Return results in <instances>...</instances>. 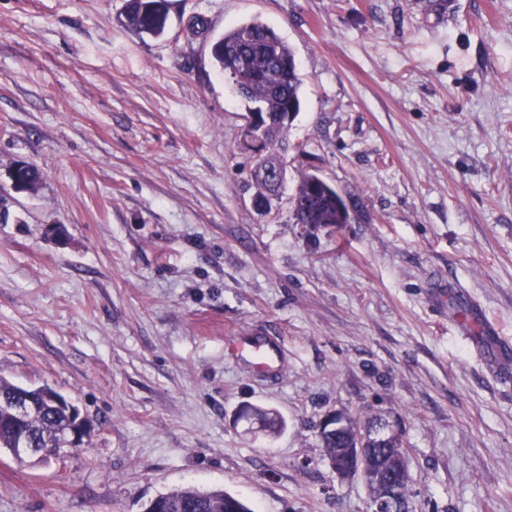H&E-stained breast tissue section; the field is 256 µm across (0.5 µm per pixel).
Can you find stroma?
<instances>
[{"instance_id": "1", "label": "stroma", "mask_w": 512, "mask_h": 512, "mask_svg": "<svg viewBox=\"0 0 512 512\" xmlns=\"http://www.w3.org/2000/svg\"><path fill=\"white\" fill-rule=\"evenodd\" d=\"M0 0V376L95 427L39 464L0 449V512H143L184 485L254 512H367L316 426L386 411L420 512H512V0ZM258 20L301 110L272 215L251 205L248 113L210 45ZM42 173L12 187L16 161ZM350 223L293 220L304 174ZM279 345L271 373L232 349ZM277 411L275 438L238 410ZM124 19L138 34L160 38L168 28V0H126Z\"/></svg>"}]
</instances>
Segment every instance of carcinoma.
Listing matches in <instances>:
<instances>
[{
  "label": "carcinoma",
  "instance_id": "carcinoma-1",
  "mask_svg": "<svg viewBox=\"0 0 512 512\" xmlns=\"http://www.w3.org/2000/svg\"><path fill=\"white\" fill-rule=\"evenodd\" d=\"M124 19L126 26L140 35L160 38L165 35L169 21L168 0H126ZM214 66L235 84L239 95L248 103V111L261 112L260 124L247 133L257 134L267 148L263 169L251 170L255 188L254 197L273 206L279 189L270 174L282 164L283 153L288 150L284 132L301 108V80L294 55L288 44L267 24L252 21L238 25L210 41ZM293 205V219L314 230L345 223L338 204L339 192L334 186L315 174L304 175L298 185ZM56 393L44 384L31 391L36 407L27 420L13 422V410L0 401V448H20L32 444L38 448L40 459L59 457L66 452L62 438L70 427L65 411L47 402L44 391ZM254 420L267 437L278 435L285 426L283 418L273 410L252 407ZM334 429L317 428L324 455L336 457L345 448L355 446L361 430H366L363 441L376 449L373 463L379 457H394L405 447L403 433L386 432L387 424L380 415L367 418L341 412ZM159 512H254L245 501L235 499L229 507L231 494L222 490H201L193 485L181 486L160 494Z\"/></svg>",
  "mask_w": 512,
  "mask_h": 512
}]
</instances>
